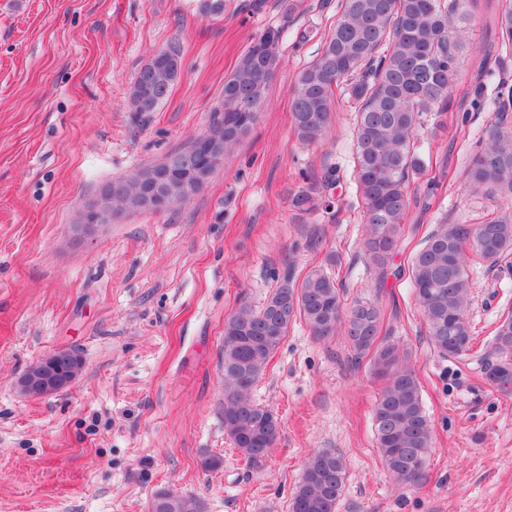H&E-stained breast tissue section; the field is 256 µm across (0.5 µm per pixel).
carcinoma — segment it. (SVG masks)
I'll use <instances>...</instances> for the list:
<instances>
[{"mask_svg": "<svg viewBox=\"0 0 512 512\" xmlns=\"http://www.w3.org/2000/svg\"><path fill=\"white\" fill-rule=\"evenodd\" d=\"M226 0H199L205 17L224 15ZM468 13L465 0H341L336 17L316 57L299 73L291 89V128L306 145L321 141L333 124L335 90L345 86L355 104L356 136L353 179L363 213L361 242L375 287L386 288L408 235L411 180L424 166L418 146L423 115L448 109V86L456 73ZM501 48L512 52V4L498 14ZM284 29L269 25L224 77L222 110H214L208 130L161 161L111 182L98 203L112 215L172 210L200 192L213 172L199 167L194 143L204 141L234 155L256 124L258 110L243 109L241 98L253 93L263 101L278 68ZM182 66L180 46L155 53L138 72L129 92L133 120L157 111L168 97ZM512 89L500 86L488 98L478 90L476 109L500 107ZM303 185L291 196L292 210L305 215L326 212L334 201L326 189L336 183L329 172L318 179L300 173ZM471 191L485 201L475 227L439 220L412 255L409 278L423 315L428 338L443 358L463 359L472 350L475 326L468 309L474 283L469 270L509 264L512 258V131L491 125L484 145L468 161ZM326 266L302 279L287 272L257 309L240 304L224 322V432L248 465L261 470L277 443L278 417L256 403L251 390L266 371L288 328L303 321L318 341L345 338L355 362L368 359L382 383L373 411L384 468L395 481L418 485L429 466L433 429L420 384L411 365L412 352L381 336L384 310L379 299L358 300L344 309L334 269L336 253ZM494 362L485 364V386L512 392V312L496 321L492 336ZM343 458L323 450L311 455L290 503V512H336L345 484ZM150 512H202L201 503L168 490L157 491Z\"/></svg>", "mask_w": 512, "mask_h": 512, "instance_id": "carcinoma-1", "label": "carcinoma"}]
</instances>
